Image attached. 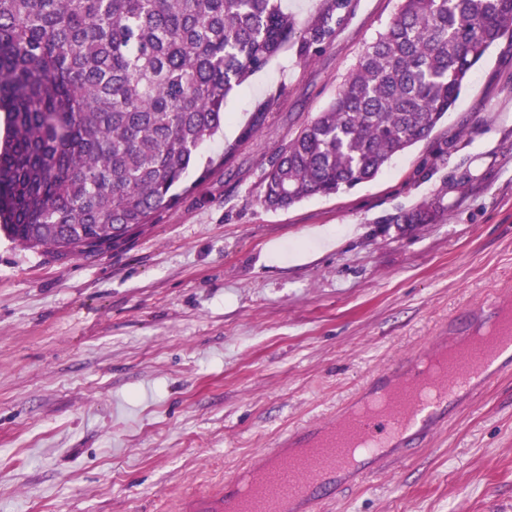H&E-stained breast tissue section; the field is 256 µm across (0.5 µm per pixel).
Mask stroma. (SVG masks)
Returning <instances> with one entry per match:
<instances>
[{"mask_svg": "<svg viewBox=\"0 0 512 512\" xmlns=\"http://www.w3.org/2000/svg\"><path fill=\"white\" fill-rule=\"evenodd\" d=\"M398 5L353 0L332 46L305 62L287 45L237 87L203 154L273 95L265 124L126 244L61 258L0 236V512H176L512 285L510 37L374 179L285 210L257 201L273 154ZM431 200L435 222L390 223ZM322 226L333 248L312 238ZM329 508L512 512V378Z\"/></svg>", "mask_w": 512, "mask_h": 512, "instance_id": "35a3bbf8", "label": "stroma"}]
</instances>
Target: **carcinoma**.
I'll list each match as a JSON object with an SVG mask.
<instances>
[{
	"mask_svg": "<svg viewBox=\"0 0 512 512\" xmlns=\"http://www.w3.org/2000/svg\"><path fill=\"white\" fill-rule=\"evenodd\" d=\"M351 0L296 28L281 0H0V232L58 256L104 251L157 223L238 142L202 157L224 104L290 41L310 60ZM512 37V0H400L327 108L277 150L259 203L285 209L374 178L430 136L472 69ZM260 102L239 142L263 126ZM435 202L386 219L430 224Z\"/></svg>",
	"mask_w": 512,
	"mask_h": 512,
	"instance_id": "1",
	"label": "carcinoma"
}]
</instances>
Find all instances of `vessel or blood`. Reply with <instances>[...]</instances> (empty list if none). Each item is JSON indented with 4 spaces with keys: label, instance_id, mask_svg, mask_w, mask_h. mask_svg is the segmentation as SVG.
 <instances>
[{
    "label": "vessel or blood",
    "instance_id": "1",
    "mask_svg": "<svg viewBox=\"0 0 512 512\" xmlns=\"http://www.w3.org/2000/svg\"><path fill=\"white\" fill-rule=\"evenodd\" d=\"M501 308L500 300L488 301L477 309L471 322L453 330L455 340L463 342L475 327L482 326L496 331L498 340L472 361L469 369L449 367L439 404L422 409L405 395L378 414L350 410L339 420L298 430L286 439L284 448L264 451V479L255 493L246 494L244 477L236 475L226 480L223 492L195 499V512H224L228 499L239 512H312L343 490L345 480L366 483L392 455L408 459L411 452L426 446L432 429L446 418L451 406L461 403L465 396L480 394L493 376L512 375V320H502ZM441 346L440 338H433L369 381L367 390H386L396 379L409 388L418 385L421 362ZM356 434L371 437L376 446L365 462L352 465L346 460L344 447Z\"/></svg>",
    "mask_w": 512,
    "mask_h": 512
}]
</instances>
